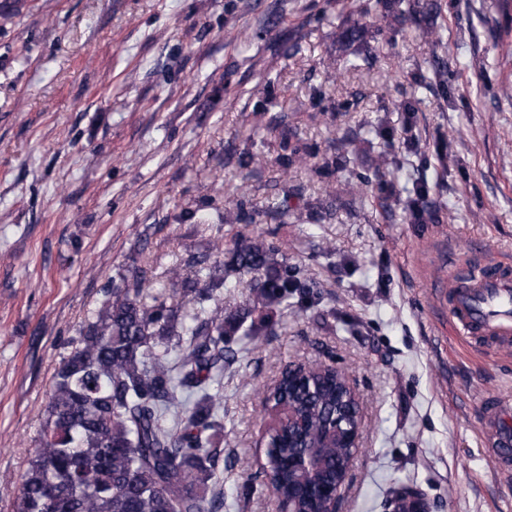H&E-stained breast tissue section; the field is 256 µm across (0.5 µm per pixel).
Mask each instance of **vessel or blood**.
Instances as JSON below:
<instances>
[{"mask_svg": "<svg viewBox=\"0 0 512 512\" xmlns=\"http://www.w3.org/2000/svg\"><path fill=\"white\" fill-rule=\"evenodd\" d=\"M448 319L464 337L483 336L496 346H512V266L489 264L475 273L456 268L448 285ZM512 392L499 394L483 417L484 444L497 474L512 481Z\"/></svg>", "mask_w": 512, "mask_h": 512, "instance_id": "1", "label": "vessel or blood"}]
</instances>
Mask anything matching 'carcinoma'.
<instances>
[{"label":"carcinoma","mask_w":512,"mask_h":512,"mask_svg":"<svg viewBox=\"0 0 512 512\" xmlns=\"http://www.w3.org/2000/svg\"><path fill=\"white\" fill-rule=\"evenodd\" d=\"M405 21L432 16L418 0H351L350 14L376 24L395 4ZM368 28L341 29L340 40L363 52ZM407 219L429 216L425 190L405 204ZM279 223L305 217L277 208ZM168 270L182 286V302L157 294L144 300L147 279L136 271L108 283L105 299L84 323L79 340L59 362L44 409L39 445L21 476L15 512H219L224 491L215 479L224 435V362L234 336L258 333L249 321L260 308H300L314 299L308 274L290 264L283 243L269 234L224 251V239ZM235 274L252 276L249 302L228 314L224 291L239 288ZM272 420L265 437L268 485L292 512L313 505L296 494L302 484L345 478L355 452L334 427L336 409L357 413L344 379L318 364L283 377L266 397ZM297 455L314 468L288 470Z\"/></svg>","instance_id":"carcinoma-1"}]
</instances>
